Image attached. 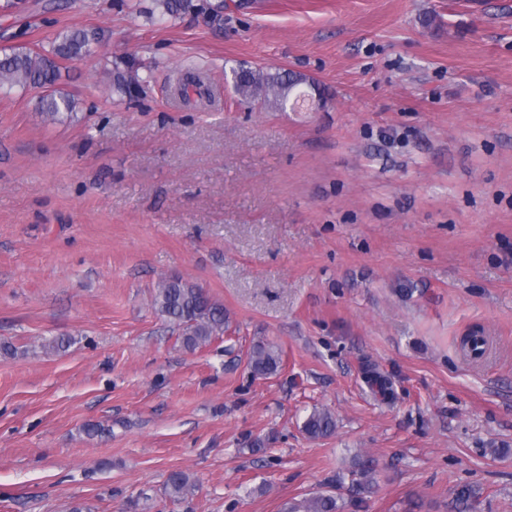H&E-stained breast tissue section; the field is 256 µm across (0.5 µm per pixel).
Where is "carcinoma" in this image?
<instances>
[{
	"label": "carcinoma",
	"instance_id": "carcinoma-1",
	"mask_svg": "<svg viewBox=\"0 0 512 512\" xmlns=\"http://www.w3.org/2000/svg\"><path fill=\"white\" fill-rule=\"evenodd\" d=\"M162 12L159 20L177 18L184 13H203L211 23H224V2L198 3L196 0H160ZM100 29L68 30L56 35L50 49L33 51L10 46L0 49V89L4 87L41 88L43 94L37 109L51 121L69 117L76 111L77 101L71 93L59 86V62L77 61L94 52L103 40ZM235 93L247 103L284 107L293 91L301 83L310 82L316 91H325L314 81L298 72L277 69L262 71L243 65L232 69ZM148 80L132 70L115 69L112 73L111 91L117 100L130 99L145 92ZM159 315L173 322L180 331L182 346L189 350L209 345L224 335L226 315L224 305L214 300L202 287L183 281L179 277L162 280L153 298ZM282 365L279 348L272 343L259 341L248 354V366L256 377L276 374ZM370 388L387 398L392 396L390 380L375 368L365 373ZM336 428L335 416L325 409H313L303 422V431L311 438L327 437ZM350 498L343 500L329 492H321L300 503L292 504L286 512H345L348 507L359 508L375 488V470L372 460L360 458L349 471ZM194 484L182 471L171 472L164 485V494L173 501H185L193 494Z\"/></svg>",
	"mask_w": 512,
	"mask_h": 512
}]
</instances>
